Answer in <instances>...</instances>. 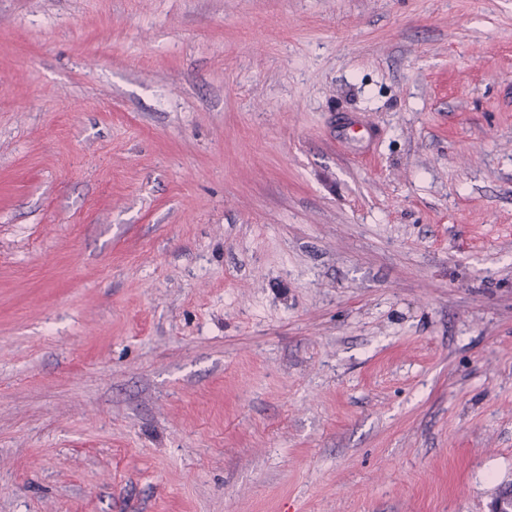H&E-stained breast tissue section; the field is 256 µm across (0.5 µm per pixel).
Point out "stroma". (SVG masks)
<instances>
[{
	"instance_id": "35a3bbf8",
	"label": "stroma",
	"mask_w": 512,
	"mask_h": 512,
	"mask_svg": "<svg viewBox=\"0 0 512 512\" xmlns=\"http://www.w3.org/2000/svg\"><path fill=\"white\" fill-rule=\"evenodd\" d=\"M510 480L512 0H0V512Z\"/></svg>"
}]
</instances>
